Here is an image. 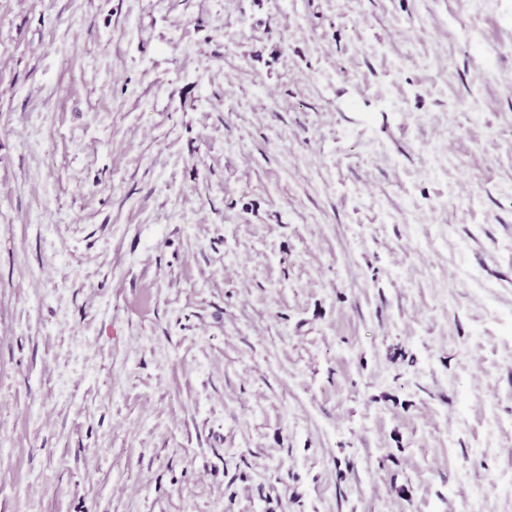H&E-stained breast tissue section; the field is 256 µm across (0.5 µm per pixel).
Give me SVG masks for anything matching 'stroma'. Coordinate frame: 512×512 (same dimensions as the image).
<instances>
[{"label": "stroma", "instance_id": "1", "mask_svg": "<svg viewBox=\"0 0 512 512\" xmlns=\"http://www.w3.org/2000/svg\"><path fill=\"white\" fill-rule=\"evenodd\" d=\"M512 0H0V512H512Z\"/></svg>", "mask_w": 512, "mask_h": 512}]
</instances>
